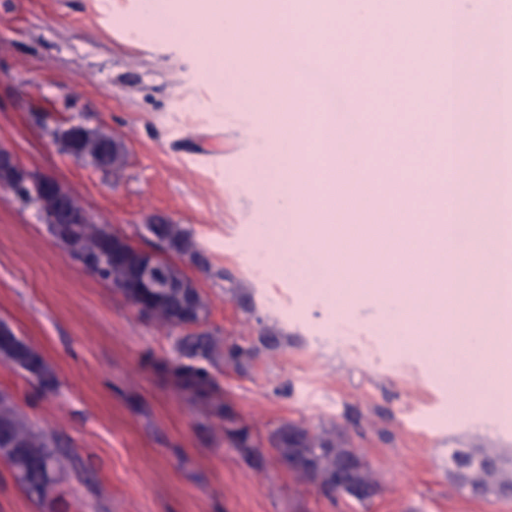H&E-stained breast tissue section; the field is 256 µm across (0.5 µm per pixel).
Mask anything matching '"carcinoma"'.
I'll use <instances>...</instances> for the list:
<instances>
[{
    "label": "carcinoma",
    "mask_w": 512,
    "mask_h": 512,
    "mask_svg": "<svg viewBox=\"0 0 512 512\" xmlns=\"http://www.w3.org/2000/svg\"><path fill=\"white\" fill-rule=\"evenodd\" d=\"M59 150L67 155L78 151L91 166L118 172L127 162L123 142L102 127L59 126L53 132ZM42 217L59 214L66 206L80 208L62 183L35 187L25 197ZM49 233L67 255L91 268L101 267L98 278L126 300L139 297L151 312L149 317L173 328L197 326L207 319L209 299L198 284L172 261L176 257L201 263L203 257L193 234L181 224L162 218L146 225L149 235L167 257L156 258L162 288H139L141 266L149 255L119 235L109 224H49ZM286 340L275 327H263L258 336L241 345L221 343L207 331L180 336V358L158 361L154 369L169 379L189 399L209 406L219 420L224 436L246 459L262 462L263 454L251 430L221 400L218 374L226 367L247 370L253 362L276 352ZM0 363L22 372L41 390L57 389L55 371L43 351L18 336L0 320ZM274 461L303 482L317 486L328 496H345L364 505L379 492V482L362 453L336 425L319 433L301 423L287 422L268 438ZM0 460L13 472L25 493L38 504L54 508L61 499V485L72 465V457L61 450L53 434L28 424L13 398L0 392ZM451 481L473 495L505 498L512 492V453L505 448H471L456 451L449 460Z\"/></svg>",
    "instance_id": "1"
}]
</instances>
